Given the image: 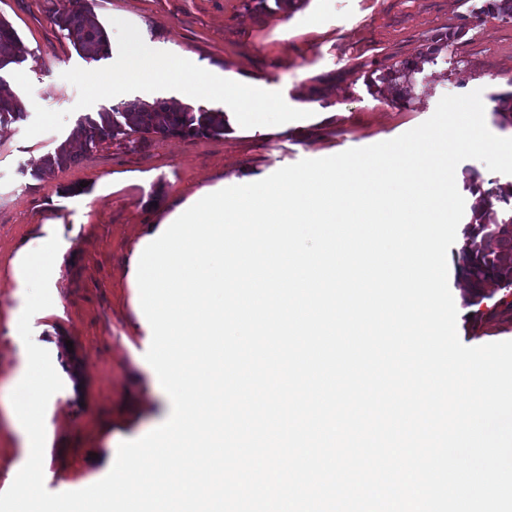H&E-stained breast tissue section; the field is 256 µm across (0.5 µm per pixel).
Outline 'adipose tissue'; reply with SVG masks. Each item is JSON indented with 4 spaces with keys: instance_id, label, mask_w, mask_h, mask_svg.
Segmentation results:
<instances>
[{
    "instance_id": "adipose-tissue-1",
    "label": "adipose tissue",
    "mask_w": 512,
    "mask_h": 512,
    "mask_svg": "<svg viewBox=\"0 0 512 512\" xmlns=\"http://www.w3.org/2000/svg\"><path fill=\"white\" fill-rule=\"evenodd\" d=\"M181 92L185 98L221 97L231 105L224 115L228 134L252 135L274 132L288 125V115L273 112L264 105L257 89L242 81H229L223 75L206 73L194 66L182 69ZM57 241L51 232L30 239L15 254L11 276L16 288L24 290L26 303L11 314L15 329H23L29 307H39L44 316L56 314L57 300L49 298L50 274L56 264Z\"/></svg>"
}]
</instances>
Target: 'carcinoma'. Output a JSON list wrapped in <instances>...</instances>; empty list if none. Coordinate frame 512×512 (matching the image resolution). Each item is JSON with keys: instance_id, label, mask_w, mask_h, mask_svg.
Returning <instances> with one entry per match:
<instances>
[{"instance_id": "carcinoma-1", "label": "carcinoma", "mask_w": 512, "mask_h": 512, "mask_svg": "<svg viewBox=\"0 0 512 512\" xmlns=\"http://www.w3.org/2000/svg\"><path fill=\"white\" fill-rule=\"evenodd\" d=\"M488 14L502 19H512V0H482L473 12L475 17ZM52 22L71 39L76 51L86 59L101 58L107 47V34L86 0H61L52 16ZM462 28L438 34L431 38L420 58L429 62L443 46L455 41ZM25 61L20 37L15 28L0 18V70L11 64ZM418 69V62L404 60L396 66L380 70L367 79L369 88L383 94L390 91L395 99H406L409 76ZM494 114L502 127L512 126V92L493 97ZM24 118L20 98L10 92L0 93V125H7ZM155 134L163 137L221 136L224 134V112L221 110L177 109L166 102L153 104L137 101L123 102L97 113V118L87 117L79 122L76 135L83 146H96L114 140L126 139L134 144L136 136ZM77 154L70 141L61 142L42 159L40 174L50 175L75 162ZM501 224H512V185L495 191H484L472 209L471 227L482 235H489ZM467 277L476 283H487L496 288L512 286V239H505L497 253L467 250L462 256Z\"/></svg>"}]
</instances>
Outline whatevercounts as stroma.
<instances>
[{
    "mask_svg": "<svg viewBox=\"0 0 512 512\" xmlns=\"http://www.w3.org/2000/svg\"><path fill=\"white\" fill-rule=\"evenodd\" d=\"M108 35V51L83 58L51 16L58 0H0V18L18 32L24 62L0 70V81L18 85L23 119L0 129V493L26 462L9 414L11 381L27 366L11 312L23 305L11 279L17 249L44 227L55 228L64 254L54 276L57 315L35 314L33 338L52 360H71L81 387L47 406L49 429L43 464L52 493L85 488L105 477L119 444L147 434L171 412L155 386L145 354L152 340L135 313L127 282L129 260L146 224L199 189L236 174L265 177L303 159L322 158L394 139L429 119L448 94L481 90L485 122L512 138L492 108L494 95L512 90V20L471 16L480 0H300L248 10L244 0H89ZM300 17L303 33L278 39L279 23ZM466 33L443 47L412 78L411 100L399 104L372 94L366 79L376 69L415 59L427 40L458 25ZM138 62L187 58L198 66L264 88L289 114L287 131L268 136L162 137L123 140L84 149L53 174L37 176L45 154L65 141L84 116L120 102H175L176 80L129 83L105 92L127 35ZM336 107L320 121L308 91ZM512 184V175L489 171L481 161L459 164L456 184L466 206L470 187ZM163 199L150 209L144 199ZM457 333L467 346L512 340V287L481 298L452 293ZM491 314L474 325V312ZM78 356H71V349Z\"/></svg>",
    "mask_w": 512,
    "mask_h": 512,
    "instance_id": "obj_1",
    "label": "stroma"
}]
</instances>
